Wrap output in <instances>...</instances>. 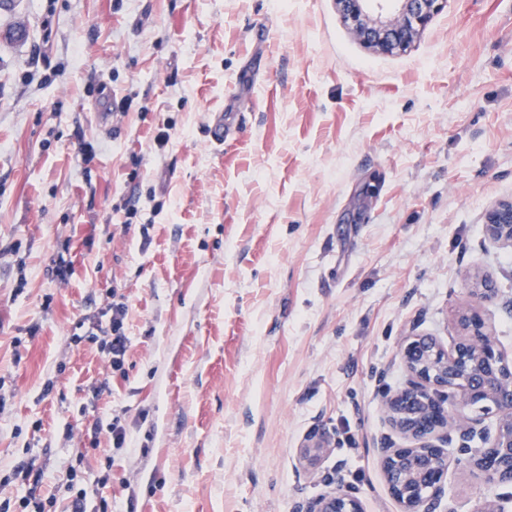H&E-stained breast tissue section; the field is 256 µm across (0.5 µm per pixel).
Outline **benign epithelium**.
Segmentation results:
<instances>
[{"mask_svg":"<svg viewBox=\"0 0 512 512\" xmlns=\"http://www.w3.org/2000/svg\"><path fill=\"white\" fill-rule=\"evenodd\" d=\"M374 0H335L353 35L383 53L404 52L445 0H396V15L371 7ZM486 238L512 248V201L486 213ZM467 299L457 307L454 323L459 336L444 348L434 336L410 332L403 337L400 360L406 384L386 393L382 407L388 424L408 441L397 446L389 438L378 448L382 471L399 512H439L448 491V465L455 452L470 450L467 463L483 485L493 490L512 484V358L502 350L488 321L499 289L491 277L478 272L465 279ZM494 416L492 426L484 424ZM331 434L310 433L299 450L310 474L329 484L322 462L331 449ZM511 498L486 495L473 512H512ZM295 512H364L361 501L341 485L315 498L300 501Z\"/></svg>","mask_w":512,"mask_h":512,"instance_id":"1","label":"benign epithelium"}]
</instances>
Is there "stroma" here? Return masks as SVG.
<instances>
[{
  "label": "stroma",
  "mask_w": 512,
  "mask_h": 512,
  "mask_svg": "<svg viewBox=\"0 0 512 512\" xmlns=\"http://www.w3.org/2000/svg\"><path fill=\"white\" fill-rule=\"evenodd\" d=\"M504 200L512 0H447L397 54L360 44L334 0H15L0 10V499L32 455L45 512H67L73 471L91 512H294L326 491L298 458L323 428V472L364 512H398L376 448L405 443L382 413L402 337L451 347L481 268L512 355V251L483 234ZM115 297L122 375L86 338ZM115 418L130 447L91 448L81 428ZM465 459L448 467L455 512L485 493Z\"/></svg>",
  "instance_id": "obj_1"
}]
</instances>
